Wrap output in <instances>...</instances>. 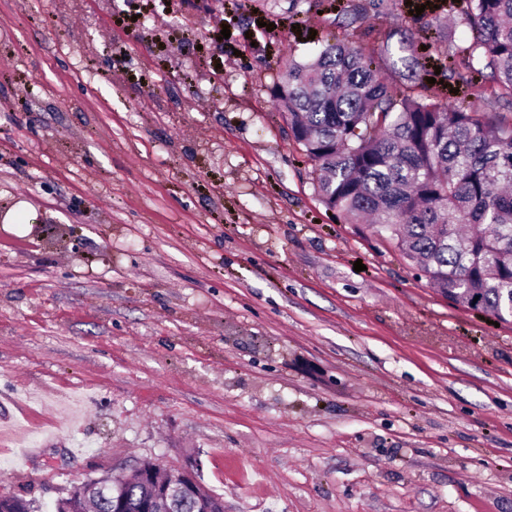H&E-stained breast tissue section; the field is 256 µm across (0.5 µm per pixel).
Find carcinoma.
<instances>
[{
	"label": "carcinoma",
	"mask_w": 512,
	"mask_h": 512,
	"mask_svg": "<svg viewBox=\"0 0 512 512\" xmlns=\"http://www.w3.org/2000/svg\"><path fill=\"white\" fill-rule=\"evenodd\" d=\"M458 23L464 47L440 30L422 41L368 51L325 43L289 60L274 98L296 142L321 172L324 204L349 224L366 216L441 294L459 307L512 318V117L490 116L467 98L476 81L512 104V0H468ZM439 56L462 95L446 104L396 97L387 72L425 69ZM125 512H140L136 475L112 481Z\"/></svg>",
	"instance_id": "carcinoma-1"
}]
</instances>
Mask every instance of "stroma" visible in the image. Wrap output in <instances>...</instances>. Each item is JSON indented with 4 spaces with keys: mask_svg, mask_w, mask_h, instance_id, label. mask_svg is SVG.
Segmentation results:
<instances>
[{
    "mask_svg": "<svg viewBox=\"0 0 512 512\" xmlns=\"http://www.w3.org/2000/svg\"><path fill=\"white\" fill-rule=\"evenodd\" d=\"M372 2L0 0V496L192 459L224 512H512V323L340 221L273 97L467 43Z\"/></svg>",
    "mask_w": 512,
    "mask_h": 512,
    "instance_id": "obj_1",
    "label": "stroma"
}]
</instances>
